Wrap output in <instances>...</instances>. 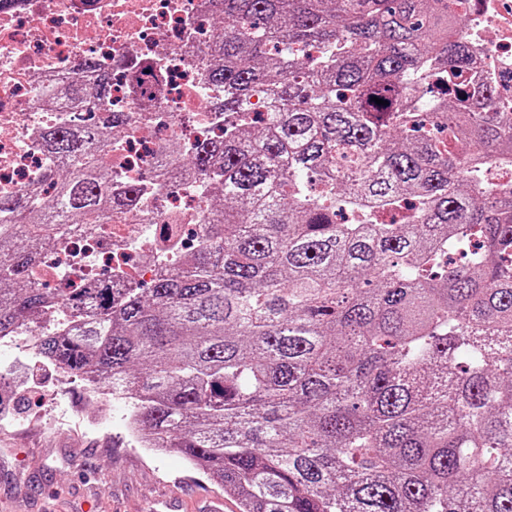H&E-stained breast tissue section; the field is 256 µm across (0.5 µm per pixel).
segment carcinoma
Listing matches in <instances>:
<instances>
[{"instance_id":"cac0c4a2","label":"carcinoma","mask_w":512,"mask_h":512,"mask_svg":"<svg viewBox=\"0 0 512 512\" xmlns=\"http://www.w3.org/2000/svg\"><path fill=\"white\" fill-rule=\"evenodd\" d=\"M203 52L224 134L197 254L144 287L29 283L43 251L136 210L110 112L48 127L50 193L0 201V337L57 308L44 363L130 396L143 438L239 512H512V154L448 0H217ZM93 97H111L91 59ZM156 79L141 63L130 92ZM85 111L83 83L66 84ZM386 101L379 105L373 98ZM258 98L267 120L247 121ZM156 150V174L176 162Z\"/></svg>"}]
</instances>
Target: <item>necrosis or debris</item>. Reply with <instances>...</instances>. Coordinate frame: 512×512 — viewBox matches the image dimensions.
Returning a JSON list of instances; mask_svg holds the SVG:
<instances>
[{
	"label": "necrosis or debris",
	"instance_id": "1",
	"mask_svg": "<svg viewBox=\"0 0 512 512\" xmlns=\"http://www.w3.org/2000/svg\"><path fill=\"white\" fill-rule=\"evenodd\" d=\"M470 23L467 44L480 80L512 78V0H462ZM212 0H6L0 6V197L44 184L52 167L41 145L46 126L93 123L96 112H74L57 93L82 80L92 58L112 74L108 109L128 115L112 141L115 183L138 187L140 209L118 212L100 225L48 249L39 283L85 286L106 270L113 283L152 281L198 249L213 211L215 181L157 179L152 151L173 141L180 153L221 132L213 88L200 50ZM148 61L161 73L151 108L129 93V64Z\"/></svg>",
	"mask_w": 512,
	"mask_h": 512
}]
</instances>
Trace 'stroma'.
<instances>
[{
	"label": "stroma",
	"mask_w": 512,
	"mask_h": 512,
	"mask_svg": "<svg viewBox=\"0 0 512 512\" xmlns=\"http://www.w3.org/2000/svg\"><path fill=\"white\" fill-rule=\"evenodd\" d=\"M29 385L0 418V512H151L159 499L198 512L209 497L223 498V512H238L223 486L179 454L134 447L121 418L97 429L104 411L80 385L57 392L41 367ZM46 418L54 428L43 427Z\"/></svg>",
	"instance_id": "stroma-1"
}]
</instances>
